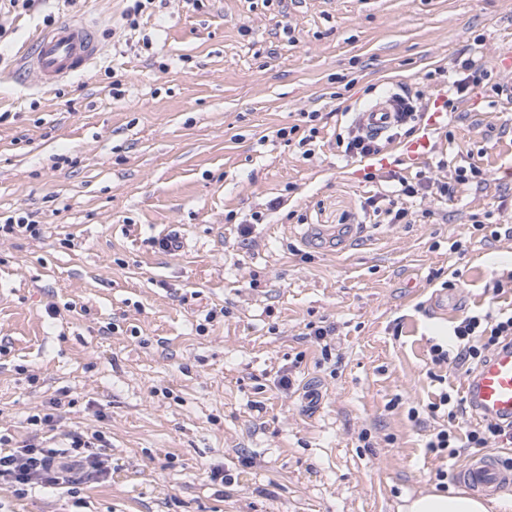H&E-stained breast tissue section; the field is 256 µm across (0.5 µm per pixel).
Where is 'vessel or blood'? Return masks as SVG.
<instances>
[{
    "label": "vessel or blood",
    "mask_w": 512,
    "mask_h": 512,
    "mask_svg": "<svg viewBox=\"0 0 512 512\" xmlns=\"http://www.w3.org/2000/svg\"><path fill=\"white\" fill-rule=\"evenodd\" d=\"M99 51L95 22L72 19L41 33L24 64L27 70L37 75L42 86L50 87L81 73ZM401 110L398 98L388 93L363 105L358 121L367 132L380 135L399 121ZM447 119L443 98H436L418 117L425 125V134L400 142L383 154L356 162L350 173L352 182L366 185L379 172L397 162L409 168L424 164L436 149L431 131L441 127ZM463 391L471 420L512 423V343H503L476 369L467 373ZM458 478L475 493L492 494L512 484V471L503 468L495 455L485 453L472 456L459 470Z\"/></svg>",
    "instance_id": "obj_1"
}]
</instances>
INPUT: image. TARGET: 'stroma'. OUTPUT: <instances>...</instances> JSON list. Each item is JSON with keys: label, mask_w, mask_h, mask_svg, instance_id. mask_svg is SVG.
Instances as JSON below:
<instances>
[{"label": "stroma", "mask_w": 512, "mask_h": 512, "mask_svg": "<svg viewBox=\"0 0 512 512\" xmlns=\"http://www.w3.org/2000/svg\"><path fill=\"white\" fill-rule=\"evenodd\" d=\"M127 7L0 16V217L40 226L0 240V437L24 439L58 398L53 442L101 434L108 469L58 490L0 485V512H402L460 490L472 449L451 459L425 441L447 421L429 403L463 373L429 349L466 314L512 309V288L492 292L512 270V71L498 62L512 0H154L135 30ZM71 17L96 21L102 53L41 90L23 60ZM462 51L487 76L454 97L427 168L472 162L487 185L416 224L365 223L379 185L347 180L337 134L385 93L417 92L426 111ZM311 111L304 158L275 132ZM255 211L265 223L243 227ZM476 220L504 236L473 234ZM174 224L188 247L161 254ZM339 225L345 244L314 247ZM437 296L452 311L431 315ZM320 321L335 328L326 357L304 334Z\"/></svg>", "instance_id": "1"}]
</instances>
